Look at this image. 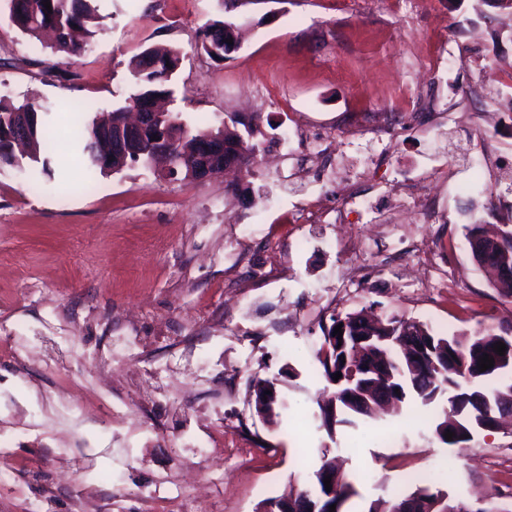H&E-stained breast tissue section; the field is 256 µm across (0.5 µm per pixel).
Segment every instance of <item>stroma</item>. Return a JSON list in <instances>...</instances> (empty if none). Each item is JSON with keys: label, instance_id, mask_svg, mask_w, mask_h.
Returning a JSON list of instances; mask_svg holds the SVG:
<instances>
[{"label": "stroma", "instance_id": "obj_1", "mask_svg": "<svg viewBox=\"0 0 512 512\" xmlns=\"http://www.w3.org/2000/svg\"><path fill=\"white\" fill-rule=\"evenodd\" d=\"M224 61L198 47L219 0H101L74 61L23 36L0 0V98L54 105L44 164H0V512H256L344 461L345 512L412 492L512 512V432L441 443L421 411L327 433L316 355L331 316L373 304L450 336L512 324L469 252L468 211L512 224V9L497 0H276ZM184 56L172 108L190 126L256 118L266 155L229 179H162L135 165L85 191L78 132L123 104L128 64ZM450 63L438 75L435 54ZM403 136L361 131L384 114ZM355 195L356 204L343 200ZM112 386L88 396L98 355ZM278 377L280 424L254 412ZM90 423L61 434L65 409Z\"/></svg>", "mask_w": 512, "mask_h": 512}]
</instances>
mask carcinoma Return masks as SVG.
Masks as SVG:
<instances>
[{
  "label": "carcinoma",
  "mask_w": 512,
  "mask_h": 512,
  "mask_svg": "<svg viewBox=\"0 0 512 512\" xmlns=\"http://www.w3.org/2000/svg\"><path fill=\"white\" fill-rule=\"evenodd\" d=\"M45 0H7L6 8L10 24L20 33L39 38L41 33L52 27L58 30L52 52L72 60L79 57L94 38L98 27L97 0H50L51 10L44 7ZM200 49L218 61L224 60V20L211 19L202 27ZM131 69L137 75L136 91L128 97L126 105L117 108L119 112H130L140 102L152 95L170 96V82L173 73L151 68L147 51H142L131 60ZM24 113L26 127L24 139L28 152L25 157L31 162L40 161L41 149L47 146V132L51 107L34 101L21 103L0 98V162L19 163L14 154L13 116ZM207 134L205 130H194L186 124L179 127V136L172 144L174 156L194 151L197 140ZM84 150L93 172L104 173L103 160L113 159V166L122 170L128 165L151 163L149 154L130 152L126 157L112 155V120L92 119L83 128ZM363 310L350 312L343 317L331 318L334 326L343 324L347 332L363 323ZM374 336L380 339L378 347L385 357V372L391 378V385L398 390L401 414L405 408L420 405L436 409L438 417L452 415L456 419L455 445L462 446L472 440L474 424L491 420L501 409L512 406V350L499 355L494 346L503 341V335L493 326H485L474 334L459 333L443 336L433 332L425 324L396 316L386 317L373 328ZM415 333L428 340V355L434 365L420 371L412 367V358L390 337ZM493 357V366L480 371V358ZM317 360L323 378L331 376L330 366L342 377L349 376L345 361L349 356L334 347L329 352L319 350ZM348 390L344 383L336 386V422L354 426L359 421H374L376 413L369 410L355 411L349 407L343 394Z\"/></svg>",
  "instance_id": "carcinoma-1"
}]
</instances>
